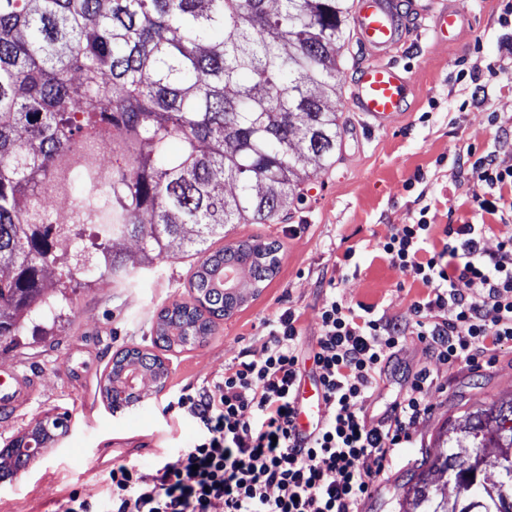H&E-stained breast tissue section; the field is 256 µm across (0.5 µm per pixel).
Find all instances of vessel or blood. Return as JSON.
I'll return each instance as SVG.
<instances>
[{
  "label": "vessel or blood",
  "mask_w": 512,
  "mask_h": 512,
  "mask_svg": "<svg viewBox=\"0 0 512 512\" xmlns=\"http://www.w3.org/2000/svg\"><path fill=\"white\" fill-rule=\"evenodd\" d=\"M432 22L433 31L452 43L456 40L457 28L463 17L449 7L447 0H439ZM353 27L370 58L356 73L351 86L350 106L359 112L368 127L390 129L408 102L407 70L383 60L384 55L405 41L408 22L402 0H357ZM36 384V377L13 374L8 387L0 393V416H9L19 401L31 395ZM295 402L298 430L309 433L324 414L320 385H300Z\"/></svg>",
  "instance_id": "1"
}]
</instances>
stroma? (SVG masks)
<instances>
[{
    "instance_id": "35a3bbf8",
    "label": "stroma",
    "mask_w": 512,
    "mask_h": 512,
    "mask_svg": "<svg viewBox=\"0 0 512 512\" xmlns=\"http://www.w3.org/2000/svg\"><path fill=\"white\" fill-rule=\"evenodd\" d=\"M409 3L408 43L393 53L412 78L407 111L392 129L375 132L352 111L350 81L368 54L354 29H347L337 53L338 86L331 104L340 119L330 165L311 170L300 186L303 200L291 206L287 220L224 229L228 242L278 239L282 250L277 275L259 295L218 321L207 342L162 352L168 376L161 391L114 409L104 385L117 351H153L157 313L191 300L189 281L198 257L186 247L173 248L165 262L149 266L141 263L137 242L126 239L121 244L129 271L125 283L115 284L107 274L91 278L75 272L61 320L26 325L19 335L0 341V379L16 371L38 379L30 399L17 405L13 417L0 418V449L37 423L62 417L68 425L27 469L0 480V512H57L73 491L94 502L103 500L108 474L118 462L152 479L164 460L191 447L201 434L199 424L179 409L180 395L208 385L241 356L260 358L265 322L281 308L299 312L301 365L313 370L309 352L320 334L319 310L327 297L324 279L336 278L337 296L351 307L362 304L380 316L407 318L412 300L424 295L425 288L381 256L377 244L393 225L426 218L438 249L448 224L483 225L481 246L488 253L512 236V222L477 210L480 183L457 174L448 160L459 148L494 150L498 127L512 125V54L502 47L512 39V27L499 24L503 2L452 0L466 17L452 44L430 31L429 0ZM461 71L466 74L462 80L457 77ZM478 84L487 92L480 104L471 97ZM292 224L297 233H289ZM349 248L355 256L347 266L343 254ZM424 367L437 373L448 390L435 396L431 415L416 429V446L397 456L362 512H395L396 496L432 453L449 420L512 392V349L496 351L491 362L471 370L430 358L410 336L369 401V420H376Z\"/></svg>"
}]
</instances>
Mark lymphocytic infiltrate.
Listing matches in <instances>:
<instances>
[{
  "mask_svg": "<svg viewBox=\"0 0 512 512\" xmlns=\"http://www.w3.org/2000/svg\"><path fill=\"white\" fill-rule=\"evenodd\" d=\"M452 165L480 182L479 210L512 217L502 190L512 186V156L455 152ZM426 221L393 226L379 243L390 263L427 293L404 320L355 311L329 295L319 311L312 351L324 393L316 434L302 440L295 426L301 381L300 315L287 307L265 323L262 357L225 367L212 384L182 394L179 407L203 430L145 481L128 464L109 473V512H360L391 471L415 427L433 409L437 375L422 368L376 423L366 405L406 337H417L436 360L466 368L512 347V237L494 253L480 246L476 224H449L442 250L430 246Z\"/></svg>",
  "mask_w": 512,
  "mask_h": 512,
  "instance_id": "obj_1",
  "label": "lymphocytic infiltrate"
}]
</instances>
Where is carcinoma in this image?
Masks as SVG:
<instances>
[{
    "instance_id": "1",
    "label": "carcinoma",
    "mask_w": 512,
    "mask_h": 512,
    "mask_svg": "<svg viewBox=\"0 0 512 512\" xmlns=\"http://www.w3.org/2000/svg\"><path fill=\"white\" fill-rule=\"evenodd\" d=\"M0 0V339L55 309L46 264L70 279L93 253L121 284L116 250L140 242L146 263L178 241L200 256L194 302L160 310L156 345L202 343L216 321L257 296L279 270L276 240L212 251L228 224L288 214L300 166L336 151L337 41L348 0ZM181 150L172 153V142ZM121 156L92 170L96 151ZM62 196L75 219L48 224L39 200ZM94 226L85 242L84 225ZM164 381L157 354L118 353L105 385L115 408L138 400L134 372ZM36 426V446L55 440ZM23 439L0 449V479L24 470ZM399 512H512V394L467 413L438 439ZM448 475L450 496L430 476Z\"/></svg>"
}]
</instances>
